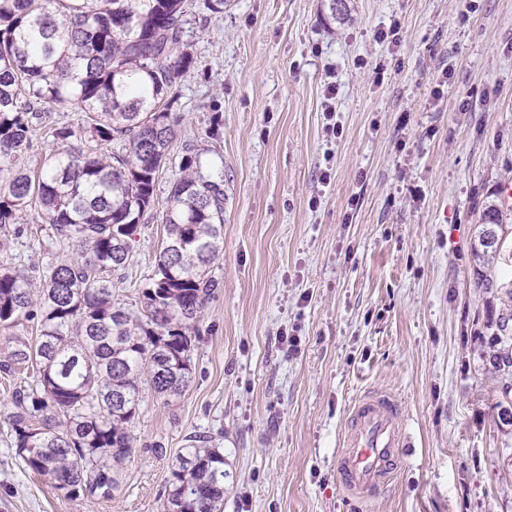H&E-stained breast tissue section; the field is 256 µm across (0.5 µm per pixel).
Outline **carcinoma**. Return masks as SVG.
I'll list each match as a JSON object with an SVG mask.
<instances>
[{"instance_id":"obj_1","label":"carcinoma","mask_w":512,"mask_h":512,"mask_svg":"<svg viewBox=\"0 0 512 512\" xmlns=\"http://www.w3.org/2000/svg\"><path fill=\"white\" fill-rule=\"evenodd\" d=\"M193 0H0V229L36 205L53 237L77 256L44 273L39 294L21 271L0 267V323L38 319L33 344L0 356L37 380L15 391L16 456L69 498L110 499L131 454L143 394L170 399L193 379V340L217 284L207 269L224 252V170L198 153L181 158L160 210L166 240L142 290L140 311L114 299L109 276L125 269L158 173L182 116L173 89L196 64L187 25ZM73 104L87 132L112 153L68 144L41 171L12 167L47 105ZM484 207L472 245L474 287L488 295L482 359L497 374L501 428H512V288L494 265L509 228ZM165 512H224V453L192 439L176 457Z\"/></svg>"}]
</instances>
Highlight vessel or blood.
Wrapping results in <instances>:
<instances>
[{
  "mask_svg": "<svg viewBox=\"0 0 512 512\" xmlns=\"http://www.w3.org/2000/svg\"><path fill=\"white\" fill-rule=\"evenodd\" d=\"M404 440L405 417L393 393H364L347 414L336 454V474L347 494L366 500L391 482L402 464Z\"/></svg>",
  "mask_w": 512,
  "mask_h": 512,
  "instance_id": "vessel-or-blood-1",
  "label": "vessel or blood"
}]
</instances>
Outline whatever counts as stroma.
I'll return each mask as SVG.
<instances>
[{"mask_svg": "<svg viewBox=\"0 0 512 512\" xmlns=\"http://www.w3.org/2000/svg\"><path fill=\"white\" fill-rule=\"evenodd\" d=\"M345 3L342 20L322 0L196 12V65L175 89L182 122L155 188L164 202L190 148L224 167V253L208 271L218 287L198 321L193 381L168 403L145 394L121 489L97 500L24 468L9 416L27 374L0 373V512H164L194 435L224 451V512H512V435L480 357L487 296L471 259L484 204L512 184V0ZM393 25L396 40H380ZM84 125L76 106H51L16 166L39 172L62 126L97 150ZM164 240L145 215L121 302L137 303ZM75 252L32 209L0 263L36 289L42 267ZM370 388L402 400L411 446L363 503L334 459L348 408Z\"/></svg>", "mask_w": 512, "mask_h": 512, "instance_id": "35a3bbf8", "label": "stroma"}]
</instances>
